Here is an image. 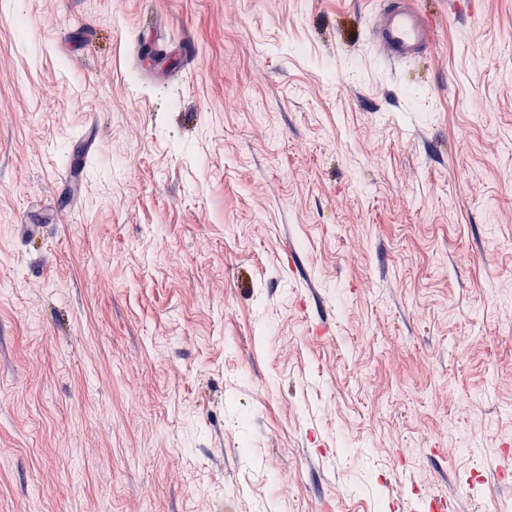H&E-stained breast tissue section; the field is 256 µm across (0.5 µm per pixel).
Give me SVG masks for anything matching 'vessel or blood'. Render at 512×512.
<instances>
[{"instance_id": "obj_1", "label": "vessel or blood", "mask_w": 512, "mask_h": 512, "mask_svg": "<svg viewBox=\"0 0 512 512\" xmlns=\"http://www.w3.org/2000/svg\"><path fill=\"white\" fill-rule=\"evenodd\" d=\"M369 38L390 64L433 53L434 31L414 0H390L369 26Z\"/></svg>"}]
</instances>
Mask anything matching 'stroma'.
<instances>
[{
	"instance_id": "obj_1",
	"label": "stroma",
	"mask_w": 512,
	"mask_h": 512,
	"mask_svg": "<svg viewBox=\"0 0 512 512\" xmlns=\"http://www.w3.org/2000/svg\"><path fill=\"white\" fill-rule=\"evenodd\" d=\"M0 0V512H512V0ZM369 39L390 64L430 55L435 48L429 19L412 0H393L369 26Z\"/></svg>"
}]
</instances>
